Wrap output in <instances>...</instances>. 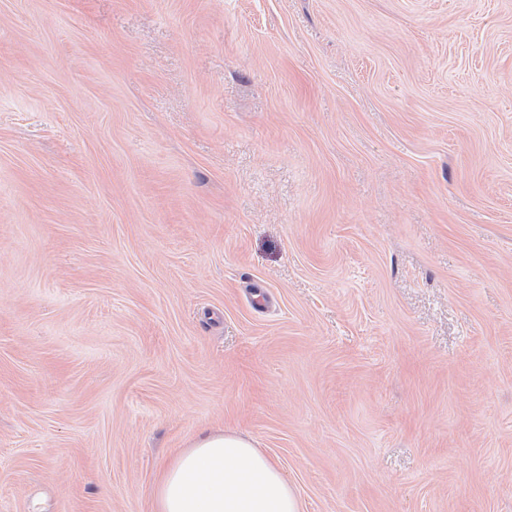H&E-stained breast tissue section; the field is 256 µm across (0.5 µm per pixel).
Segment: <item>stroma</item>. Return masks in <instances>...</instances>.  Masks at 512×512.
Here are the masks:
<instances>
[{"mask_svg": "<svg viewBox=\"0 0 512 512\" xmlns=\"http://www.w3.org/2000/svg\"><path fill=\"white\" fill-rule=\"evenodd\" d=\"M205 430L512 512V0H0V512Z\"/></svg>", "mask_w": 512, "mask_h": 512, "instance_id": "35a3bbf8", "label": "stroma"}]
</instances>
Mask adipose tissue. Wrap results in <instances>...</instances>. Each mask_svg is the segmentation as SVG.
Returning a JSON list of instances; mask_svg holds the SVG:
<instances>
[{"label":"adipose tissue","mask_w":512,"mask_h":512,"mask_svg":"<svg viewBox=\"0 0 512 512\" xmlns=\"http://www.w3.org/2000/svg\"><path fill=\"white\" fill-rule=\"evenodd\" d=\"M154 512H302L278 462L233 431L201 433L160 469Z\"/></svg>","instance_id":"obj_1"}]
</instances>
